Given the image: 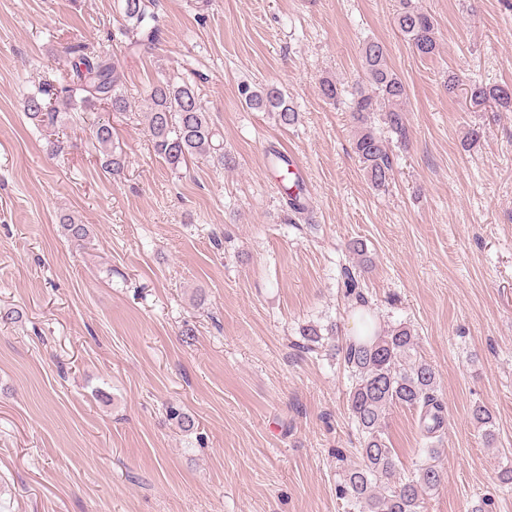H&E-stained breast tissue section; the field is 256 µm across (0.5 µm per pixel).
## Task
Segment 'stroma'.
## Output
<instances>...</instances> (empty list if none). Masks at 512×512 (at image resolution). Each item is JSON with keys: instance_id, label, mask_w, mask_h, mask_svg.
Wrapping results in <instances>:
<instances>
[{"instance_id": "1", "label": "stroma", "mask_w": 512, "mask_h": 512, "mask_svg": "<svg viewBox=\"0 0 512 512\" xmlns=\"http://www.w3.org/2000/svg\"><path fill=\"white\" fill-rule=\"evenodd\" d=\"M414 2L436 21L429 58L397 31L399 0H157L158 50L126 59L132 110L84 113L55 156L21 94L64 76L73 38L109 39L117 2L0 0V311L20 314L0 321V512H348L351 374L299 331L345 339L362 311L410 325L437 373L444 479L423 512L486 497L512 512L498 481L512 468V108L469 93L512 86V0ZM367 38L408 87V140L390 139L379 190L348 109ZM187 63L229 165L174 172L148 142L144 92ZM244 82L281 89L300 123L248 108ZM100 122L127 155L121 175L100 168ZM272 148L299 166L307 218L289 211ZM65 212L88 225L85 245L65 237ZM349 272L362 300L345 294ZM386 422L409 475L419 414L394 405Z\"/></svg>"}]
</instances>
